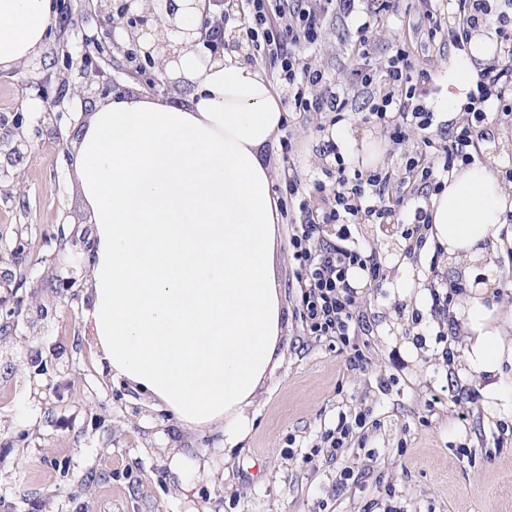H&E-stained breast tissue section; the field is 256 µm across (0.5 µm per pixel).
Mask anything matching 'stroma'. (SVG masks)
Masks as SVG:
<instances>
[{
    "label": "stroma",
    "instance_id": "1",
    "mask_svg": "<svg viewBox=\"0 0 512 512\" xmlns=\"http://www.w3.org/2000/svg\"><path fill=\"white\" fill-rule=\"evenodd\" d=\"M80 26L54 25L41 52L20 71L0 70V126L10 125L28 101L42 105L41 120L25 124L27 146L20 164L9 160L12 146L0 141V254L22 243L19 293L42 302L37 287L55 247L49 242L61 222H81L85 202L77 189L76 165L66 144L76 142L85 85L82 31H97L104 19L97 0H67ZM371 0H357L352 14L329 13L322 39L304 57L328 70L351 110L345 125L368 138L382 156V169L398 170L423 135L444 141L452 115L439 113L429 133L412 130L390 145L379 127L359 121L367 95L352 76L356 29ZM416 0H400L399 15L380 26L369 42L372 67L383 68L395 46L428 71L433 107L446 92L456 49L448 40L427 43L411 18ZM111 54L94 61L114 89L161 95L151 85L157 69L131 73L123 51L126 38L112 35ZM333 113L291 115L278 136L291 151L275 149V183L288 165L309 177L327 162L324 144L332 137ZM280 283L288 302L283 362L268 376L250 411L252 427L242 443L225 452L218 430L182 437V448L208 461L221 482L202 477L190 492L166 462V440L178 431L171 416L126 386L107 380L91 360L92 330L82 317V297L56 298L40 322H22L0 337V512H512V414L488 417L482 383L465 380L441 358L431 320L418 325L422 353L410 361L385 333L392 319L408 320L392 302L394 282L367 287L360 306L373 333L362 350L366 368H346L347 353L335 342L309 336L300 316L291 226L282 222ZM414 272L431 274L460 300L477 275L496 276L498 318L512 313V269L498 251L466 267L445 263L434 248L410 257ZM470 390L478 401L467 421L455 417L452 395ZM363 415L366 426L350 449L330 456L324 436L338 414ZM472 449L471 460L457 457ZM348 485L337 486L341 472ZM91 492H84V482Z\"/></svg>",
    "mask_w": 512,
    "mask_h": 512
}]
</instances>
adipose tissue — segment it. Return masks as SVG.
Here are the masks:
<instances>
[{
	"label": "adipose tissue",
	"mask_w": 512,
	"mask_h": 512,
	"mask_svg": "<svg viewBox=\"0 0 512 512\" xmlns=\"http://www.w3.org/2000/svg\"><path fill=\"white\" fill-rule=\"evenodd\" d=\"M151 0L154 29L174 59L165 74L186 92L144 97L113 92L77 144V182L96 227L85 319L96 360L115 383L165 409L181 430L219 427L233 451L250 431L249 412L284 357L286 293L278 278L280 206L269 151L285 121L263 71L240 52L192 47L214 0ZM54 0H0V70H20L45 45ZM492 37L474 34L448 79L438 111H462L475 68L491 61ZM512 159L458 169L430 201L432 237L446 258L483 254L512 212ZM487 283L464 298V371L482 381L491 410L512 405L500 375L512 340L485 300Z\"/></svg>",
	"instance_id": "ef3b65f1"
}]
</instances>
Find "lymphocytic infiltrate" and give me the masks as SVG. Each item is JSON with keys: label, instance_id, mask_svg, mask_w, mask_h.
Returning <instances> with one entry per match:
<instances>
[{"label": "lymphocytic infiltrate", "instance_id": "1", "mask_svg": "<svg viewBox=\"0 0 512 512\" xmlns=\"http://www.w3.org/2000/svg\"><path fill=\"white\" fill-rule=\"evenodd\" d=\"M240 7L257 55L268 61L273 80L286 90L288 111H346L348 101L334 90L328 72L303 62L297 49L315 45L329 11L352 13L355 0H240ZM458 8L462 21L451 31L450 40L469 41L473 31L491 24L498 36V53L480 73V96L470 117L449 126L447 145L436 150L432 139L424 138L423 150L406 156L396 177L383 170L365 173L349 165L332 142L327 150L334 156V169H322L304 181L291 167L284 176L305 329L309 335L332 338L337 345L351 348L347 360L351 371L365 367L355 341L368 335L370 327L358 310L359 292L350 285L348 274L357 268L369 282L385 278L381 263L352 241L351 225L362 220L387 223L394 201L405 199V250L420 253L428 243L432 195L444 188L455 167L475 161L491 114L512 113V0H459ZM395 10L394 0H374L369 20L357 27L360 53L354 74L368 92L363 121L379 124L385 140L398 145L408 139L411 128L430 129L433 114L422 103L424 91L405 48L394 50L384 72H377L367 61L364 47L369 34ZM380 81L385 84L381 91L375 88ZM327 224L336 225V242L321 240Z\"/></svg>", "mask_w": 512, "mask_h": 512}]
</instances>
